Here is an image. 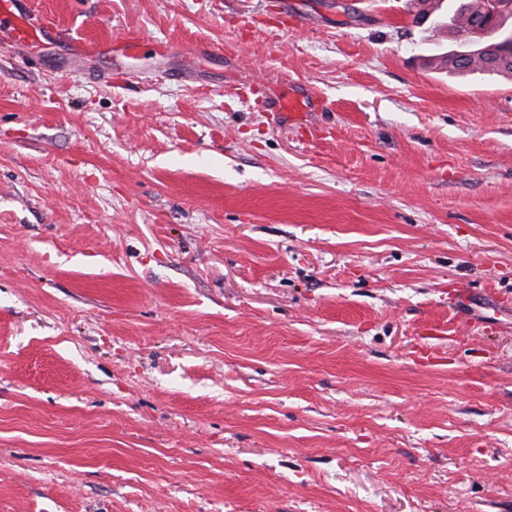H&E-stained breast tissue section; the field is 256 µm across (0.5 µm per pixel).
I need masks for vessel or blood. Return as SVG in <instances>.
Here are the masks:
<instances>
[{
	"label": "vessel or blood",
	"instance_id": "b4317fda",
	"mask_svg": "<svg viewBox=\"0 0 512 512\" xmlns=\"http://www.w3.org/2000/svg\"><path fill=\"white\" fill-rule=\"evenodd\" d=\"M0 39L13 43L19 53L35 57L59 45L82 56L118 53L132 58L141 49L137 39L115 44L77 37L72 30L61 26L52 13L33 10L28 0H0Z\"/></svg>",
	"mask_w": 512,
	"mask_h": 512
}]
</instances>
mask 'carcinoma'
Here are the masks:
<instances>
[{
  "label": "carcinoma",
  "instance_id": "obj_1",
  "mask_svg": "<svg viewBox=\"0 0 512 512\" xmlns=\"http://www.w3.org/2000/svg\"><path fill=\"white\" fill-rule=\"evenodd\" d=\"M415 18L434 17L435 28L447 32L455 42L473 43L477 28L505 27L512 19V0H448V13L436 14L442 0H415ZM426 63L433 69L448 68L467 73L506 74L512 76V59L497 62L478 52L462 58L450 51L427 56Z\"/></svg>",
  "mask_w": 512,
  "mask_h": 512
}]
</instances>
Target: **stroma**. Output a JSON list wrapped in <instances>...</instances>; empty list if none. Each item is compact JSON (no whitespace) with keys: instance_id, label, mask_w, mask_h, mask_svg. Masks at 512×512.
<instances>
[{"instance_id":"35a3bbf8","label":"stroma","mask_w":512,"mask_h":512,"mask_svg":"<svg viewBox=\"0 0 512 512\" xmlns=\"http://www.w3.org/2000/svg\"><path fill=\"white\" fill-rule=\"evenodd\" d=\"M30 3L145 46L0 42V512H512V78L406 0ZM426 57V63L432 69L446 67L449 71L478 74H506L512 76V59L497 62L482 52H477L476 55L471 57L462 58L453 50L441 54L428 55Z\"/></svg>"}]
</instances>
